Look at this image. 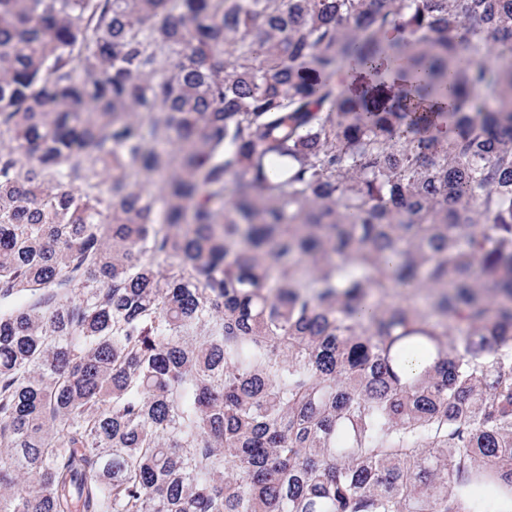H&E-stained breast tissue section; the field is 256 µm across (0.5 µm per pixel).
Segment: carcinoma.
Returning <instances> with one entry per match:
<instances>
[{"label":"carcinoma","instance_id":"1","mask_svg":"<svg viewBox=\"0 0 512 512\" xmlns=\"http://www.w3.org/2000/svg\"><path fill=\"white\" fill-rule=\"evenodd\" d=\"M500 48L512 0H0V512H512Z\"/></svg>","mask_w":512,"mask_h":512}]
</instances>
